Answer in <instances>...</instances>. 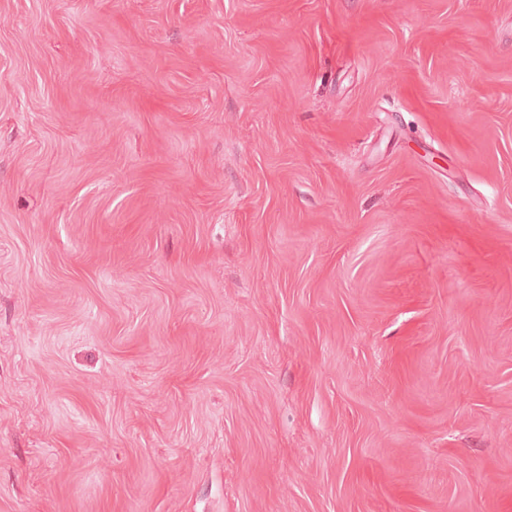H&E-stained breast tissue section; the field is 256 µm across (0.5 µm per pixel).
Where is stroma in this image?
I'll return each instance as SVG.
<instances>
[{"instance_id":"obj_1","label":"stroma","mask_w":512,"mask_h":512,"mask_svg":"<svg viewBox=\"0 0 512 512\" xmlns=\"http://www.w3.org/2000/svg\"><path fill=\"white\" fill-rule=\"evenodd\" d=\"M0 512H512V0H0Z\"/></svg>"}]
</instances>
